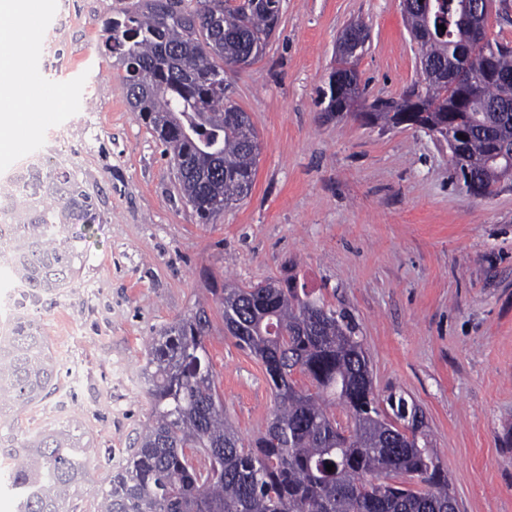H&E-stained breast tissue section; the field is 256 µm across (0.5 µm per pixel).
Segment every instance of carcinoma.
Wrapping results in <instances>:
<instances>
[{
	"mask_svg": "<svg viewBox=\"0 0 512 512\" xmlns=\"http://www.w3.org/2000/svg\"><path fill=\"white\" fill-rule=\"evenodd\" d=\"M464 2L413 0L407 22L422 32L420 59L431 71L401 98L366 102L350 56L339 50L319 103L334 117L353 101L371 110V123L389 125L395 107L417 98V120L433 135L471 132L467 152L451 155L453 181L464 185L471 173L493 194L506 161L495 159L492 145L512 146V114L489 108L512 104V82L483 80L479 98L460 112L457 89L441 70L487 51L499 71L512 74V49L474 44L462 23ZM279 15L280 0H197L192 10L182 0H146L104 20L128 104L171 155L204 224L251 193L259 154L250 117L225 93L224 62L255 60ZM93 209L89 193L64 172L23 170L0 189V245L29 294L72 278L81 252L68 226ZM207 329L198 309L153 338L143 369L150 416L126 464L98 491L101 512H458L429 435L389 434L366 353L344 314L278 280L224 289V330L262 361L275 396L265 430L248 442L224 418ZM297 370L310 387L297 386ZM54 381L40 325L16 319L0 336V454L15 461L16 512H71L88 482L78 428L45 429L23 441L13 432L15 409L45 398ZM417 414L398 398L395 418L413 432Z\"/></svg>",
	"mask_w": 512,
	"mask_h": 512,
	"instance_id": "1",
	"label": "carcinoma"
}]
</instances>
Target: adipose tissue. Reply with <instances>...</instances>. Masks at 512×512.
<instances>
[{
    "mask_svg": "<svg viewBox=\"0 0 512 512\" xmlns=\"http://www.w3.org/2000/svg\"><path fill=\"white\" fill-rule=\"evenodd\" d=\"M48 5L49 0H0V137L8 140L14 159L27 152L47 94L30 56Z\"/></svg>",
    "mask_w": 512,
    "mask_h": 512,
    "instance_id": "1",
    "label": "adipose tissue"
}]
</instances>
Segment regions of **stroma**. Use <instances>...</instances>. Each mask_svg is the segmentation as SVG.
<instances>
[{"label": "stroma", "mask_w": 512, "mask_h": 512, "mask_svg": "<svg viewBox=\"0 0 512 512\" xmlns=\"http://www.w3.org/2000/svg\"><path fill=\"white\" fill-rule=\"evenodd\" d=\"M136 0H51L36 63L47 105L24 157L74 176L96 200L70 226L83 255L68 286L25 298L0 264V334L36 320L56 385L21 408L14 431L78 426L92 486L75 512H100L95 487L124 464L151 401L146 345L204 309L224 410L244 439L274 408L263 363L224 334V286L279 278L307 288L356 326L379 400L403 395L424 414L460 512H512V186L474 198L451 179L450 153L424 131L383 130L318 103L351 23L370 33L357 62L367 98H397L420 78L397 0H281L261 57L224 72L258 132L251 194L211 223L183 197L161 143L127 103L105 49L106 17Z\"/></svg>", "instance_id": "stroma-1"}]
</instances>
